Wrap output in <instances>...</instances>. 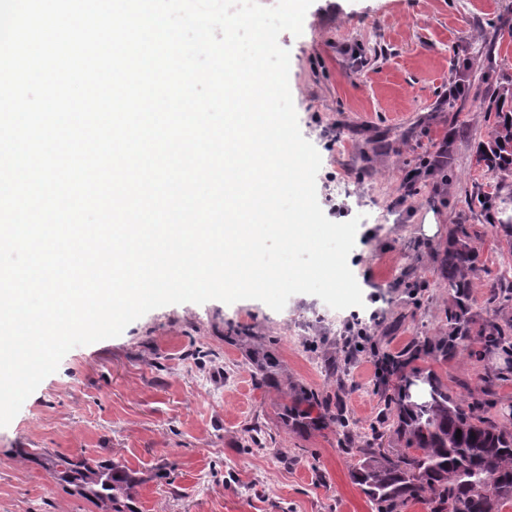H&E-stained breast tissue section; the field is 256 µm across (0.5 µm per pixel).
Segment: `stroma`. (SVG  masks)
Segmentation results:
<instances>
[{
  "label": "stroma",
  "mask_w": 512,
  "mask_h": 512,
  "mask_svg": "<svg viewBox=\"0 0 512 512\" xmlns=\"http://www.w3.org/2000/svg\"><path fill=\"white\" fill-rule=\"evenodd\" d=\"M279 44L300 131L322 159L319 205L331 221H360L348 265L363 306L341 310L331 328L325 303L308 294L279 312L255 300L168 305L71 349L0 428V512H99L42 466L43 454L134 471L133 512H371L335 427L286 423L294 391L340 393L363 447L384 410L376 360L360 357L341 387L324 366L343 361L345 339L361 331L385 353L447 334L441 258L458 225L479 255L473 314L512 319V302L490 301L512 265L499 230L512 224V177H489L476 157L496 121L490 91L512 76V0H314L301 36L282 33ZM462 66L470 97L443 104ZM450 133L447 185L423 174L404 197L406 174ZM261 348L274 360L262 383L251 364ZM502 365L466 350L417 362L461 398Z\"/></svg>",
  "instance_id": "1"
}]
</instances>
